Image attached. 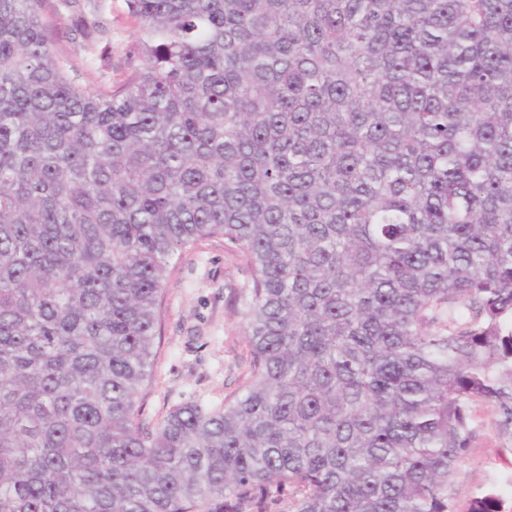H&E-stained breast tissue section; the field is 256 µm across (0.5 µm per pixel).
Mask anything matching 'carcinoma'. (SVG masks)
I'll return each mask as SVG.
<instances>
[{"mask_svg": "<svg viewBox=\"0 0 512 512\" xmlns=\"http://www.w3.org/2000/svg\"><path fill=\"white\" fill-rule=\"evenodd\" d=\"M44 2L0 0V512H454L472 405L512 429V0H126L115 88ZM215 236L250 380L146 424Z\"/></svg>", "mask_w": 512, "mask_h": 512, "instance_id": "cac0c4a2", "label": "carcinoma"}]
</instances>
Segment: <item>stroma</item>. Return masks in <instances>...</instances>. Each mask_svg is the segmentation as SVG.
<instances>
[{
    "label": "stroma",
    "instance_id": "35a3bbf8",
    "mask_svg": "<svg viewBox=\"0 0 512 512\" xmlns=\"http://www.w3.org/2000/svg\"><path fill=\"white\" fill-rule=\"evenodd\" d=\"M51 39L70 59L79 83L120 84L131 71L128 54L137 25L126 0H47ZM251 279L245 256L223 238L199 241L172 268L162 296L161 342L152 378L143 390V416L159 421L171 409L225 395L249 379V347L238 313L242 288ZM475 434L453 484L456 512L487 494L512 512V439L503 435L494 409L471 408Z\"/></svg>",
    "mask_w": 512,
    "mask_h": 512
}]
</instances>
